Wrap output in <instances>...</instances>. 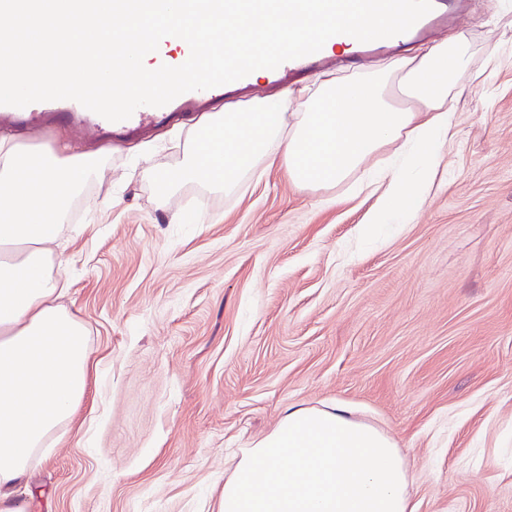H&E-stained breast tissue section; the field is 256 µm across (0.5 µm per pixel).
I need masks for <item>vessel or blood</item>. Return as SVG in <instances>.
Segmentation results:
<instances>
[{
    "instance_id": "b4317fda",
    "label": "vessel or blood",
    "mask_w": 512,
    "mask_h": 512,
    "mask_svg": "<svg viewBox=\"0 0 512 512\" xmlns=\"http://www.w3.org/2000/svg\"><path fill=\"white\" fill-rule=\"evenodd\" d=\"M431 12L421 18L412 28L413 33H420L434 23L452 17L458 8L457 0H432ZM327 50H320L311 55L282 63L270 70L269 78L278 80L291 73H303L315 67L327 58ZM223 87L207 90H194L183 93L161 107L142 106L137 108L129 119L111 122L86 109L73 100H53L41 102L39 108L49 121H65L80 124L95 131H109L116 136L131 135L141 132L153 124L169 121L174 113L200 106L213 97L223 94Z\"/></svg>"
}]
</instances>
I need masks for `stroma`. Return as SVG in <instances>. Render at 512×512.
I'll list each match as a JSON object with an SVG mask.
<instances>
[{
  "instance_id": "1",
  "label": "stroma",
  "mask_w": 512,
  "mask_h": 512,
  "mask_svg": "<svg viewBox=\"0 0 512 512\" xmlns=\"http://www.w3.org/2000/svg\"><path fill=\"white\" fill-rule=\"evenodd\" d=\"M470 72L459 124L423 207L379 238L374 200L301 192L270 168L231 194L185 185L167 127L112 144L114 203L89 188L62 227L66 304L92 370L70 430L34 471L28 512H219L225 451L288 407L341 402L406 462L417 512H512V0H466ZM92 134L29 126L37 150ZM177 211L203 216L175 224Z\"/></svg>"
}]
</instances>
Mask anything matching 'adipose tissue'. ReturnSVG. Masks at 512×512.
<instances>
[{"label": "adipose tissue", "instance_id": "adipose-tissue-1", "mask_svg": "<svg viewBox=\"0 0 512 512\" xmlns=\"http://www.w3.org/2000/svg\"><path fill=\"white\" fill-rule=\"evenodd\" d=\"M473 56L459 33L365 72L326 74L202 115L181 165L156 178L157 200L166 204L186 183L229 194L275 164L298 189H332L395 146L412 163L381 167L382 192L363 226L369 234L405 222L445 159L458 124L454 77ZM396 91L407 107L391 103ZM106 156L32 152L19 135H0V512H27L29 471L88 389V329L63 303L54 246L73 200L103 178ZM235 458L220 512H417L395 442L342 403L289 408Z\"/></svg>", "mask_w": 512, "mask_h": 512}]
</instances>
